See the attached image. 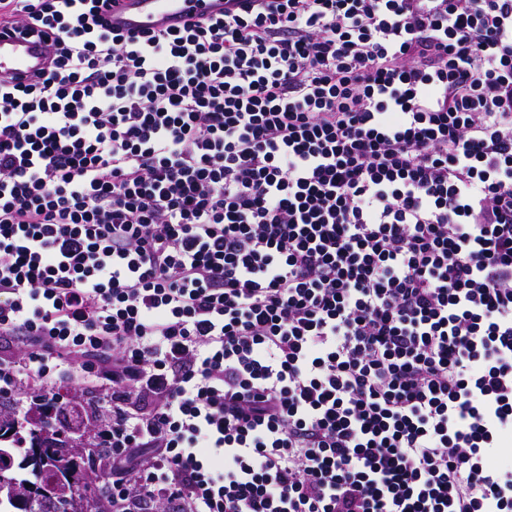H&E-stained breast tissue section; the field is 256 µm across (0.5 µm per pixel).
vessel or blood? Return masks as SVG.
Segmentation results:
<instances>
[{"label":"vessel or blood","mask_w":512,"mask_h":512,"mask_svg":"<svg viewBox=\"0 0 512 512\" xmlns=\"http://www.w3.org/2000/svg\"><path fill=\"white\" fill-rule=\"evenodd\" d=\"M224 13V0H115L107 14L112 29L124 34L182 28L203 16ZM51 64L47 48L26 35L0 30V76L29 82Z\"/></svg>","instance_id":"obj_1"}]
</instances>
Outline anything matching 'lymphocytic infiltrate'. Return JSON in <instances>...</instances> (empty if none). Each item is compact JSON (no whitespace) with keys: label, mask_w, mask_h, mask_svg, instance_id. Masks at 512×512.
Segmentation results:
<instances>
[{"label":"lymphocytic infiltrate","mask_w":512,"mask_h":512,"mask_svg":"<svg viewBox=\"0 0 512 512\" xmlns=\"http://www.w3.org/2000/svg\"><path fill=\"white\" fill-rule=\"evenodd\" d=\"M0 0V394L101 391L109 512H512V0ZM224 0H118L106 15L124 34L182 28L200 16H223ZM50 65L51 57L41 42L0 29V76L27 83Z\"/></svg>","instance_id":"lymphocytic-infiltrate-1"}]
</instances>
